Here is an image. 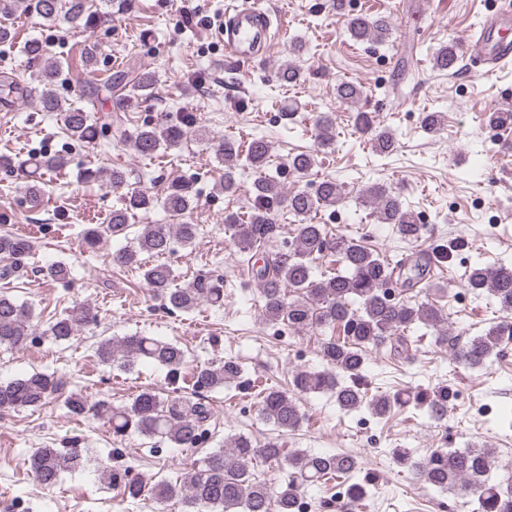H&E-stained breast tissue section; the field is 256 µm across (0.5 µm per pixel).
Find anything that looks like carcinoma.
<instances>
[{"instance_id": "1", "label": "carcinoma", "mask_w": 512, "mask_h": 512, "mask_svg": "<svg viewBox=\"0 0 512 512\" xmlns=\"http://www.w3.org/2000/svg\"><path fill=\"white\" fill-rule=\"evenodd\" d=\"M37 20L63 21L73 28H96L112 18V13L92 11L87 0H0V16L16 12ZM345 24L350 38L356 43H385L394 31V24L385 15H347ZM434 65L441 71H450L459 63L457 44H448L432 53ZM63 66L53 61L44 66L40 82L46 85L38 97L45 112L59 116L65 133L74 141L91 145L105 130H113L118 140H129L130 146L141 155H152L160 149L175 150L187 139V119L168 122H145L133 134L126 133L121 113L140 99L151 96L156 80L147 70L125 71L108 81V88L116 90L112 111L102 112L97 102L89 97L82 106L65 104L50 89L61 75ZM23 94L19 81L8 71L0 73V102L5 104ZM362 87L342 81L336 86V98L355 108L352 115L356 131L370 139L380 156L395 149L394 134L376 126L372 113L357 108L363 98ZM487 125L507 130L512 127V111H489ZM444 123L441 112H427L422 118V129L436 134ZM317 151L331 152L336 146V129L327 116L316 122ZM213 151L224 165V175L217 190L237 193L241 185L237 179L240 165L248 166L256 177L250 192L253 204L247 215L224 214V233L228 234L239 252L252 261L262 254V265L251 269L252 278L260 290L262 318L267 324H283L304 332L310 329L337 328L339 336L322 340L319 355L326 368L299 369L292 375L291 388L263 390L257 402L261 420L276 430H296L303 419L298 395L330 392L336 405L345 412L367 409L378 418L395 411H415L441 419L448 411V386L440 385L431 391H397L393 394L368 395L362 389L367 349L384 346L397 357L408 356L411 342L409 332L426 330L436 341L448 340L445 327L447 315L431 302H419L410 297L395 299L389 290L398 288L411 293L421 286L427 291H438L434 283V268L444 265L458 251L453 239L432 248L419 250L423 225L399 194L379 183L363 189L360 197L372 208L379 224H391L401 239L416 247L407 256L393 260L384 257L346 235L332 237L322 224L308 221L311 214L334 210L344 199L342 187L331 178L316 183L312 192L304 189L292 193L269 173L271 145L264 139L252 140L242 148L234 140L223 138L211 142ZM317 155L302 152L294 155L289 166L299 177L309 175L316 165ZM68 164L62 155L40 156L35 165L49 172L60 171ZM196 203L192 182H171L164 195L156 198L145 190L125 194L122 207L109 214L103 224L87 228L86 244L96 245L104 235L117 237L127 233L131 220L140 212L161 205L174 217L183 219ZM286 206L297 218L295 236L288 251H271L269 246L278 228L276 212ZM199 225L183 220L179 224H145L131 245L112 255V263L119 267H136L148 288L174 310L191 312L201 303L219 305L224 301V278H199L174 288L173 270L166 264L149 265L144 256L170 253L174 245L184 248L194 245ZM32 251V243L14 235H0V279L18 276L23 260ZM328 255L337 256V272L314 278L313 263ZM465 287L479 295L489 293L498 303L504 320L490 325L479 336L470 338L454 352V358L471 368L482 367L495 357L507 336L512 337V267L476 265L465 271ZM94 321L90 308L78 306L51 321L45 332L58 344L70 342L78 330ZM37 324L32 307L17 303L12 297L0 294V347L20 349L31 339ZM101 362L121 371L134 368L140 359H148L167 369L172 380L180 377L185 365L181 347L170 341L147 336L131 335L119 341L102 342L97 347ZM239 364L227 359L224 363L196 368L191 377L197 389L215 391L239 379ZM61 382L55 376L33 372L0 383V412L26 407H40L60 393ZM69 412L82 416L88 412L106 421L112 435L123 438L136 433L146 438H160L175 448H195L208 429L210 409L202 398L160 397L145 389L124 405H114L102 399L92 404L81 396L67 399ZM397 464L409 469L414 476L439 490L457 496H474L478 512H512V471L492 479L493 461L485 448H437L424 459L415 460L404 448L393 450ZM263 459L288 468V483L273 490L254 477V465ZM89 462L79 448H38L31 456V471L41 485H54L67 470L83 468ZM361 472L356 456L349 453L309 454L301 450L285 451L282 444L269 441L256 445L248 436L235 435L225 441V447L207 456L203 466L187 474L181 482L161 480L145 489L139 482L126 481L120 474L104 467L103 478L122 489L123 497L137 500L144 491L158 504L177 500L182 512H298V498L315 484L331 480L355 502L370 496L371 479H358Z\"/></svg>"}]
</instances>
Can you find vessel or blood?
Wrapping results in <instances>:
<instances>
[{
    "label": "vessel or blood",
    "instance_id": "obj_1",
    "mask_svg": "<svg viewBox=\"0 0 512 512\" xmlns=\"http://www.w3.org/2000/svg\"><path fill=\"white\" fill-rule=\"evenodd\" d=\"M221 37L227 57L244 61L268 52L274 34L266 13L248 0H228ZM463 50L491 74L512 65V0L487 9L480 30L465 41Z\"/></svg>",
    "mask_w": 512,
    "mask_h": 512
}]
</instances>
